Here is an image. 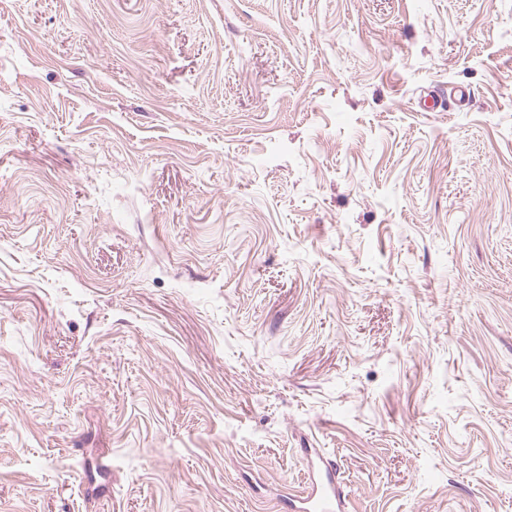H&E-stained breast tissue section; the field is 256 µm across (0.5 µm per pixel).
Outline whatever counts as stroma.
Segmentation results:
<instances>
[{"label": "stroma", "instance_id": "35a3bbf8", "mask_svg": "<svg viewBox=\"0 0 512 512\" xmlns=\"http://www.w3.org/2000/svg\"><path fill=\"white\" fill-rule=\"evenodd\" d=\"M308 448L512 512V0H0V512H289Z\"/></svg>", "mask_w": 512, "mask_h": 512}]
</instances>
